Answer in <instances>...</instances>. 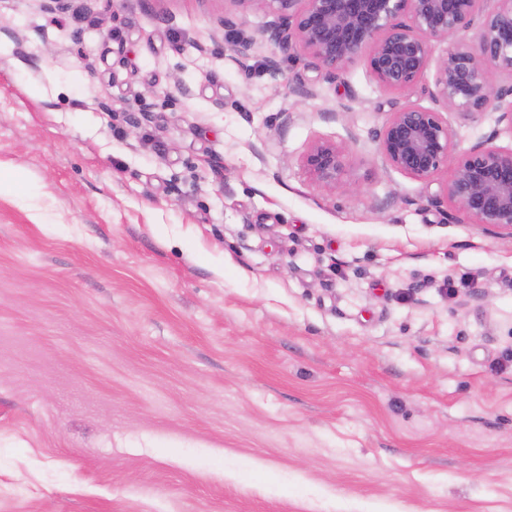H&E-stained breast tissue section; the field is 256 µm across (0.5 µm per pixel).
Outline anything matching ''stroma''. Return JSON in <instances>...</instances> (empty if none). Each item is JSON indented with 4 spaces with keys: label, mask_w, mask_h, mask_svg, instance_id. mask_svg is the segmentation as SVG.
I'll use <instances>...</instances> for the list:
<instances>
[{
    "label": "stroma",
    "mask_w": 512,
    "mask_h": 512,
    "mask_svg": "<svg viewBox=\"0 0 512 512\" xmlns=\"http://www.w3.org/2000/svg\"><path fill=\"white\" fill-rule=\"evenodd\" d=\"M269 21L0 0V512H512V233L425 206L396 96ZM350 149L331 141L314 143L301 158L310 180L322 188L333 189L346 174Z\"/></svg>",
    "instance_id": "1"
}]
</instances>
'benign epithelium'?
Masks as SVG:
<instances>
[{
  "instance_id": "7a95c632",
  "label": "benign epithelium",
  "mask_w": 512,
  "mask_h": 512,
  "mask_svg": "<svg viewBox=\"0 0 512 512\" xmlns=\"http://www.w3.org/2000/svg\"><path fill=\"white\" fill-rule=\"evenodd\" d=\"M241 10L261 9L273 20L261 37L277 49L301 51L326 79L338 78L361 60L385 91H412L434 71L436 107L406 101L394 107L379 132L378 153L400 173L428 186L442 172L439 190L426 196L446 207L455 224H481L512 232V149L489 136L467 150L458 147L445 112L468 120L498 113L512 130V0H232ZM469 41L458 36L473 26ZM448 42L446 57L433 62V43ZM350 149L331 141L314 143L301 165L316 185L333 189L346 174Z\"/></svg>"
}]
</instances>
